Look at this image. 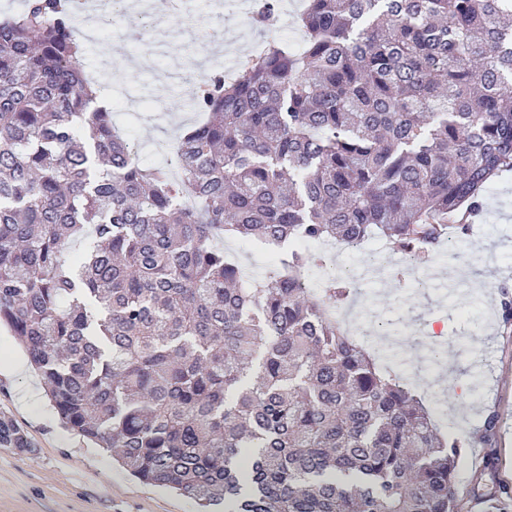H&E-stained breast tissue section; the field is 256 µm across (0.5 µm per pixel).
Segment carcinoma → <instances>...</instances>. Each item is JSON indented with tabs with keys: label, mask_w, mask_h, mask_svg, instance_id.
I'll list each match as a JSON object with an SVG mask.
<instances>
[{
	"label": "carcinoma",
	"mask_w": 512,
	"mask_h": 512,
	"mask_svg": "<svg viewBox=\"0 0 512 512\" xmlns=\"http://www.w3.org/2000/svg\"><path fill=\"white\" fill-rule=\"evenodd\" d=\"M298 23L299 52L197 84L175 180L96 105L67 0L0 21V323L65 428L199 512H512L497 413L441 435L342 331L356 284L308 287L326 259L298 247L379 232L427 260L468 233L512 175V0H305ZM227 237L288 253L253 277ZM0 446L28 447L6 418Z\"/></svg>",
	"instance_id": "carcinoma-1"
}]
</instances>
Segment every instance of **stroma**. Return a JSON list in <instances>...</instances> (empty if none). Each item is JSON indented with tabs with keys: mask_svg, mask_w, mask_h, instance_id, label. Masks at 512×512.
I'll return each mask as SVG.
<instances>
[{
	"mask_svg": "<svg viewBox=\"0 0 512 512\" xmlns=\"http://www.w3.org/2000/svg\"><path fill=\"white\" fill-rule=\"evenodd\" d=\"M250 8L249 0H234L220 14L208 0H183L178 13L158 15L131 5L95 35L75 17L86 72L115 102L113 124L144 163L161 164L160 148L199 121L188 80L227 68L271 40V31L243 19ZM137 24L143 38L127 40ZM343 260L379 269L361 280L352 303L359 341L408 378L444 434L476 432L486 407L499 405V476L512 481V335L500 326L498 290L512 287V177L491 187L482 223L424 264L434 276L428 285L386 248L367 246ZM13 364L17 372L0 374V418L12 420L30 448L0 446V512H196L191 500L140 482L110 449L63 428L26 351L2 325L0 367Z\"/></svg>",
	"mask_w": 512,
	"mask_h": 512,
	"instance_id": "stroma-1",
	"label": "stroma"
}]
</instances>
